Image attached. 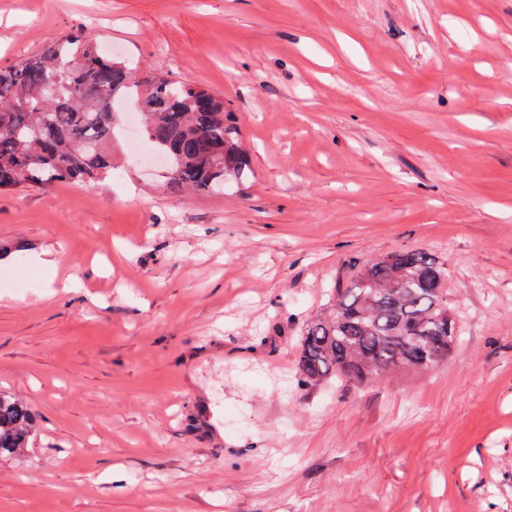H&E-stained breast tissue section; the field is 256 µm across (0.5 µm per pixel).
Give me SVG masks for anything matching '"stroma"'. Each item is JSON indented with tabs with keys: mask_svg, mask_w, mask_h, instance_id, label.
Returning a JSON list of instances; mask_svg holds the SVG:
<instances>
[{
	"mask_svg": "<svg viewBox=\"0 0 512 512\" xmlns=\"http://www.w3.org/2000/svg\"><path fill=\"white\" fill-rule=\"evenodd\" d=\"M81 29L223 95L252 171L0 192L32 283L0 287V391L38 415L0 512H512V0H0V65ZM404 249L447 263L459 345L299 385L308 320Z\"/></svg>",
	"mask_w": 512,
	"mask_h": 512,
	"instance_id": "stroma-1",
	"label": "stroma"
}]
</instances>
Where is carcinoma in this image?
Returning a JSON list of instances; mask_svg holds the SVG:
<instances>
[{
  "mask_svg": "<svg viewBox=\"0 0 512 512\" xmlns=\"http://www.w3.org/2000/svg\"><path fill=\"white\" fill-rule=\"evenodd\" d=\"M126 102L167 160V188L222 193L248 176V152L223 96L140 73L79 32L0 67V189L91 186L112 177L116 106ZM460 338L448 265L424 250H401L367 262L306 324L297 342L298 381L367 385L429 372ZM36 429L29 406L0 391V458L24 457Z\"/></svg>",
  "mask_w": 512,
  "mask_h": 512,
  "instance_id": "obj_1",
  "label": "carcinoma"
}]
</instances>
